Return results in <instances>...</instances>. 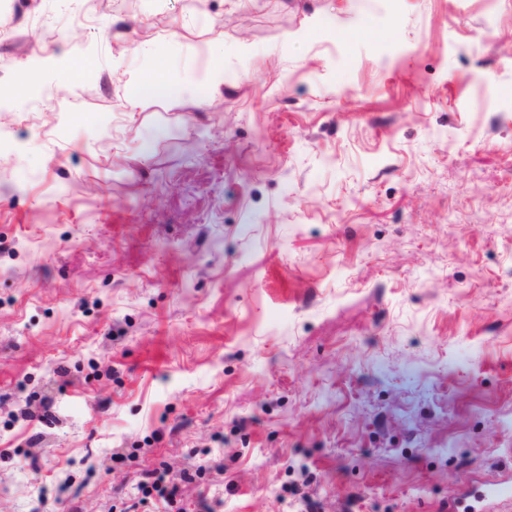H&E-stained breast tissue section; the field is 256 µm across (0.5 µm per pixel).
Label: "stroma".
<instances>
[{
	"mask_svg": "<svg viewBox=\"0 0 512 512\" xmlns=\"http://www.w3.org/2000/svg\"><path fill=\"white\" fill-rule=\"evenodd\" d=\"M200 458L215 512L512 479V0H0V512ZM178 92L175 86L154 75L150 80L139 84L138 89L131 95L128 106L134 112L148 100L167 98Z\"/></svg>",
	"mask_w": 512,
	"mask_h": 512,
	"instance_id": "obj_1",
	"label": "stroma"
}]
</instances>
